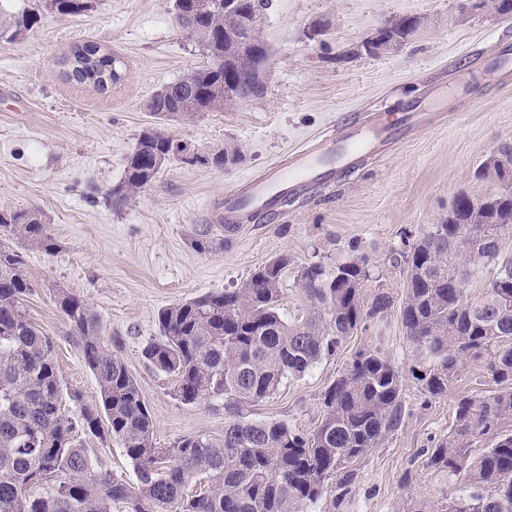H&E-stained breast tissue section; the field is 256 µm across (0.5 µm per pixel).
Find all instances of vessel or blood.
I'll return each mask as SVG.
<instances>
[{
  "mask_svg": "<svg viewBox=\"0 0 512 512\" xmlns=\"http://www.w3.org/2000/svg\"><path fill=\"white\" fill-rule=\"evenodd\" d=\"M387 143V136L358 129L344 133L329 130L316 144L291 154L287 163L274 165L264 177L252 180L247 190H226L223 200L213 204L210 220L216 224L235 221L271 209L303 186H330L337 168L353 166L360 152L381 150Z\"/></svg>",
  "mask_w": 512,
  "mask_h": 512,
  "instance_id": "1",
  "label": "vessel or blood"
}]
</instances>
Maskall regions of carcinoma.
Masks as SVG:
<instances>
[{"label": "carcinoma", "instance_id": "1", "mask_svg": "<svg viewBox=\"0 0 512 512\" xmlns=\"http://www.w3.org/2000/svg\"><path fill=\"white\" fill-rule=\"evenodd\" d=\"M198 16L207 62L165 86L149 104L158 124L140 135L123 179L105 193L114 209L151 185L163 163L186 147L161 135L165 122L191 120L224 110V80L245 99L263 94L265 83L247 62L224 60V0ZM94 0H38L35 7L0 18V43L37 28L44 14L81 15ZM66 80L104 91L122 77L121 60L97 44L75 47L66 58ZM52 254L57 243L42 216L31 210L0 211V512H298L316 502L328 480L344 491L354 478L349 464L378 447L402 420L401 373L379 351L355 353L322 395L323 415L311 431L284 421L252 422L232 416L224 434L198 433L161 448L137 381L105 342L103 325L89 302L58 288L55 301L69 322L83 359L96 377L100 403L63 405L54 346L28 317L32 285L22 272L19 249ZM512 195H458L448 219L400 252L407 280L402 322L414 346L411 374L429 396L448 393L458 366L481 362L493 394L457 398L448 436L437 441L427 465L450 477L466 470L479 493L447 505L444 512H512ZM288 257L258 267L239 288L208 292L158 314L161 336L143 357L174 381L185 404L224 399L227 409L272 397L285 380L300 378L362 324L382 317L391 297L366 294L369 257L354 252L328 273L318 264L298 271L309 301L307 315L290 322L280 312ZM497 273L484 294L471 298L466 284L487 267ZM118 442L137 483L127 484L100 466L80 434ZM485 436L493 444L470 466L464 449Z\"/></svg>", "mask_w": 512, "mask_h": 512}]
</instances>
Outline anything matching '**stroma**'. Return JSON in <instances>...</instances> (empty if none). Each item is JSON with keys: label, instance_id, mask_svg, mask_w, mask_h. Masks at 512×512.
I'll return each mask as SVG.
<instances>
[{"label": "stroma", "instance_id": "1", "mask_svg": "<svg viewBox=\"0 0 512 512\" xmlns=\"http://www.w3.org/2000/svg\"><path fill=\"white\" fill-rule=\"evenodd\" d=\"M402 15L421 18L422 27L398 50L367 53L366 37ZM260 31L269 46L263 94L170 123L168 133L198 162L172 159L119 211L101 196L154 123L150 98L204 61L177 27L172 0H97L85 15H46L38 29L0 44V209L40 211L58 244L51 255L24 252L32 285L26 312L53 340L64 388L95 405L98 382L53 291L68 288L87 299L138 383L156 443L167 447L184 436L223 433L229 414L220 399L183 404L170 376L144 359V346L159 334V311L238 287L255 268L285 256L281 312L297 320L308 311L295 285L302 266L329 268L360 250L370 258L373 286L392 299L386 315L359 327L303 379L285 381L271 398L239 412L314 428L323 392L354 353L378 349L401 370L402 423L352 463L344 499L331 483L302 512H414L420 504L441 512L462 495L464 482L427 467L426 459L447 436L457 397L480 398L489 387L481 382L483 365L467 361L447 395L423 393L410 372L414 349L401 319L406 274L392 256L442 223L459 192L480 197L491 190L475 173L512 141V17L463 7L462 0H268ZM87 41L123 63L122 80L107 91L61 76L62 59ZM336 126L391 128L398 140L385 155L364 154L356 171L337 170L331 188H304L273 213L214 229L223 248H194L209 204L225 190L244 188ZM233 145L242 151L236 163H205Z\"/></svg>", "mask_w": 512, "mask_h": 512}]
</instances>
